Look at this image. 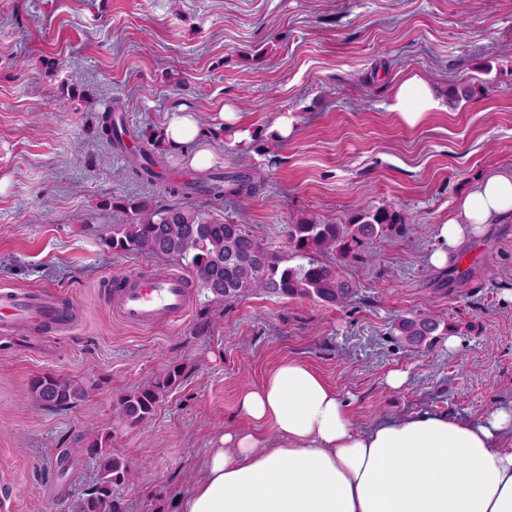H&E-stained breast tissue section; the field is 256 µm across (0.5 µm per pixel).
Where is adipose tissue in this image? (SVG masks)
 Here are the masks:
<instances>
[{
	"mask_svg": "<svg viewBox=\"0 0 512 512\" xmlns=\"http://www.w3.org/2000/svg\"><path fill=\"white\" fill-rule=\"evenodd\" d=\"M419 74L395 81L387 106L421 125L447 110ZM201 167L214 154L195 115L174 111L161 131ZM512 217V167L489 170L436 230L432 266L451 263L486 225ZM240 407L248 429L224 432L180 512H512V406L484 418L421 410L359 428L336 389L305 363L288 360Z\"/></svg>",
	"mask_w": 512,
	"mask_h": 512,
	"instance_id": "obj_1",
	"label": "adipose tissue"
}]
</instances>
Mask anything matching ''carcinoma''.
Listing matches in <instances>:
<instances>
[{"instance_id":"cac0c4a2","label":"carcinoma","mask_w":512,"mask_h":512,"mask_svg":"<svg viewBox=\"0 0 512 512\" xmlns=\"http://www.w3.org/2000/svg\"><path fill=\"white\" fill-rule=\"evenodd\" d=\"M478 93L480 87L473 84L452 85L448 87V106L455 107ZM116 112V108L105 106L97 130L98 136L115 151L122 147L115 125ZM146 139L148 146L141 153L127 156V173L135 180L151 182L166 148L156 133L146 135ZM255 190L252 172L246 167L230 176L211 171L197 176L192 183H171L165 188L174 197L188 200L194 193L214 203ZM102 206L127 214L124 223L112 225L105 238L108 248L176 258L192 273L199 288L217 300L265 293L344 306L352 300L356 288L335 266L320 259V254L334 251L343 259L360 258L387 230L404 223L403 217L390 208L367 206L359 208L347 224H291L290 248L303 262L290 265L288 259L265 248L244 225L209 220L188 204L159 206L147 198H114L103 201ZM441 324L438 316L422 312L399 319L393 330L405 345L414 347L436 333ZM180 376L181 369L175 365L149 384L120 396L124 422L136 426L148 420L160 397L176 385ZM103 383L104 379L93 376L74 379L45 373L34 378L29 389L44 405L67 410L86 401ZM84 448L97 463L99 479L73 501L71 512H123V504L114 491L130 479L131 468L127 460L112 453V430L89 435Z\"/></svg>"}]
</instances>
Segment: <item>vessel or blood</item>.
<instances>
[{
	"label": "vessel or blood",
	"instance_id": "b4317fda",
	"mask_svg": "<svg viewBox=\"0 0 512 512\" xmlns=\"http://www.w3.org/2000/svg\"><path fill=\"white\" fill-rule=\"evenodd\" d=\"M111 304L125 323L152 327L173 323L189 307L191 288L177 272L134 273L113 279ZM77 310L41 291H0V340H15L22 328L40 333L61 330L76 321Z\"/></svg>",
	"mask_w": 512,
	"mask_h": 512
}]
</instances>
